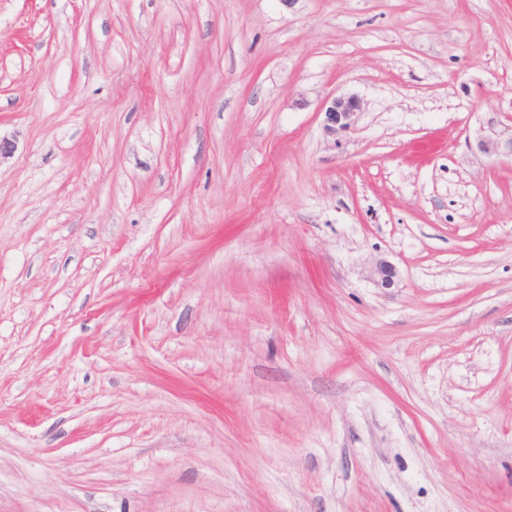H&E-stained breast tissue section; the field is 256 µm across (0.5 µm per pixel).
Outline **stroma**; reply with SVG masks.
I'll list each match as a JSON object with an SVG mask.
<instances>
[{
	"instance_id": "stroma-1",
	"label": "stroma",
	"mask_w": 512,
	"mask_h": 512,
	"mask_svg": "<svg viewBox=\"0 0 512 512\" xmlns=\"http://www.w3.org/2000/svg\"><path fill=\"white\" fill-rule=\"evenodd\" d=\"M0 136V512H512V0H0ZM325 114V127L329 132L346 130L355 124L360 111V101L353 95L333 96L327 99L322 106Z\"/></svg>"
}]
</instances>
